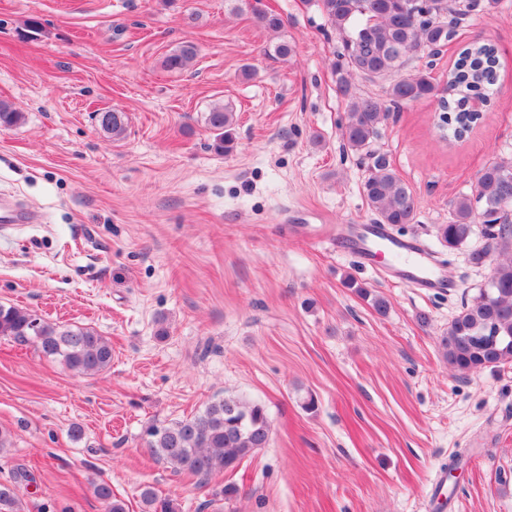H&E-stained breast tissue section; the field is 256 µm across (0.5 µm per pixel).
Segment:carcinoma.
I'll return each instance as SVG.
<instances>
[{
  "label": "carcinoma",
  "instance_id": "obj_1",
  "mask_svg": "<svg viewBox=\"0 0 512 512\" xmlns=\"http://www.w3.org/2000/svg\"><path fill=\"white\" fill-rule=\"evenodd\" d=\"M406 0H318L328 23L343 42L346 69L337 79L339 94L349 100L342 139L361 152L370 147L391 107L424 100L438 103L439 138L460 141L481 117L472 101L488 102L498 79V49L475 40L459 54L443 86L426 73L392 81L389 103L351 95L350 78H387L407 60L425 50H436L448 41V17L491 16L499 0H427L429 18L415 21L405 9ZM258 23L277 32L280 15L253 8ZM196 55V46L185 42L170 53L163 66L184 69ZM25 120L11 103L0 101V130H9ZM206 121L216 133L214 148H232L234 113L222 106L207 113ZM101 129L114 137L125 131V115L99 113ZM363 192L371 211L383 224L412 223L416 198L382 155L373 157ZM483 245L473 246L474 237ZM439 242L450 251L467 249L468 263L486 267L493 255L491 280L476 295L462 302L442 339L444 358L453 369L467 374L512 363V159L493 160L481 170L473 194L457 196L449 207L448 223L437 227ZM0 336L31 342L46 357L60 360L80 375L105 371L112 362V346L97 332L78 325L60 326L41 320L14 306L0 304ZM271 424L265 407L239 397L211 401L199 414L152 431L150 451L177 472L206 479L218 470L237 467L244 459L266 447ZM95 495L105 503V512H125L124 503L112 494L109 484L94 485ZM143 502L152 512H174L173 503L157 497L153 489L142 490ZM14 490L0 484V512H18Z\"/></svg>",
  "mask_w": 512,
  "mask_h": 512
}]
</instances>
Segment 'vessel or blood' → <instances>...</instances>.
Instances as JSON below:
<instances>
[{
	"mask_svg": "<svg viewBox=\"0 0 512 512\" xmlns=\"http://www.w3.org/2000/svg\"><path fill=\"white\" fill-rule=\"evenodd\" d=\"M33 216L13 202L0 199V224H29ZM351 254L359 263L396 282L429 291L449 287L434 252L416 238L394 237L387 225L369 224L352 237Z\"/></svg>",
	"mask_w": 512,
	"mask_h": 512,
	"instance_id": "vessel-or-blood-1",
	"label": "vessel or blood"
}]
</instances>
